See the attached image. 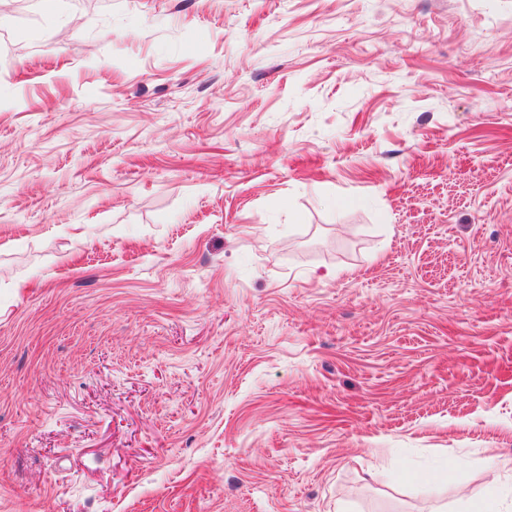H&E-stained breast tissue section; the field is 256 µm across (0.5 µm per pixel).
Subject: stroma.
Instances as JSON below:
<instances>
[{"label":"stroma","mask_w":512,"mask_h":512,"mask_svg":"<svg viewBox=\"0 0 512 512\" xmlns=\"http://www.w3.org/2000/svg\"><path fill=\"white\" fill-rule=\"evenodd\" d=\"M0 13V512L512 495V0Z\"/></svg>","instance_id":"stroma-1"}]
</instances>
